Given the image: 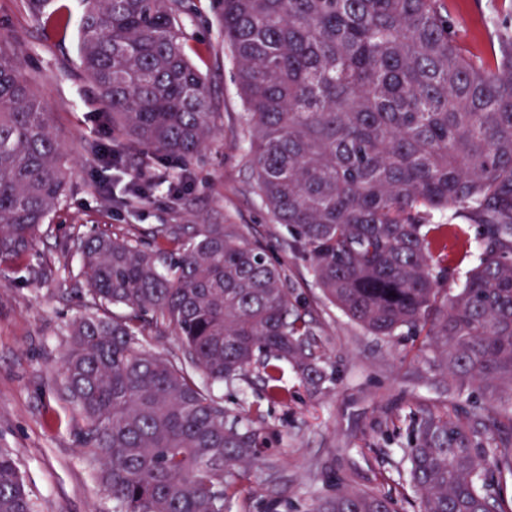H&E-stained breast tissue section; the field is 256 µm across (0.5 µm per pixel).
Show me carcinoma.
<instances>
[{"label":"carcinoma","instance_id":"carcinoma-1","mask_svg":"<svg viewBox=\"0 0 512 512\" xmlns=\"http://www.w3.org/2000/svg\"><path fill=\"white\" fill-rule=\"evenodd\" d=\"M53 28L70 15L26 0ZM78 68L127 148L190 163L216 113L191 63L186 0H78ZM243 101L258 195L326 298L377 336L426 331L453 382L512 390V28L492 58L461 47L438 0H217ZM33 79L0 49V262L26 255L65 197L69 159ZM450 208L475 227L434 220ZM476 248L441 298L447 240ZM88 301L69 325L62 392L98 453L112 512H224L265 441L226 423L222 383L258 365L270 402L283 365L325 363L284 266L239 224L152 243L100 229L80 241ZM124 313L118 314L116 310ZM177 336L182 354L147 350ZM419 512H512V443L428 414L413 430ZM0 512H34L0 449ZM310 512H396L381 489L338 488Z\"/></svg>","mask_w":512,"mask_h":512}]
</instances>
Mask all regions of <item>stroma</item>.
I'll use <instances>...</instances> for the list:
<instances>
[{"label":"stroma","instance_id":"stroma-1","mask_svg":"<svg viewBox=\"0 0 512 512\" xmlns=\"http://www.w3.org/2000/svg\"><path fill=\"white\" fill-rule=\"evenodd\" d=\"M441 6L460 45L477 57L488 56L497 31L512 25L507 0H441ZM192 8L189 54L217 114L209 149L187 165L126 151L117 167L106 168L89 146L111 143L112 130L78 69L77 22L51 29L30 16L25 0H0V40L23 72L35 77L34 91L70 165L66 196L49 226L27 256L0 266V448L16 460L36 512H112L95 477L94 451L79 441L83 421L60 385L67 325L87 300L76 236L96 224L114 236L144 241L172 227L188 238L202 224H238L283 263L296 308L331 363L318 389L287 370L296 396L285 405L265 402L256 366L215 388L230 417L251 419L266 443L256 477L228 512H308L314 498L337 482L389 491L401 512H417L404 450L421 417L445 412L462 421L485 409L496 421L491 434L512 439V394H492L477 383L450 385L435 365L428 336L403 328L373 335L326 300L308 262L289 248L286 229L257 194L216 0H192ZM145 170L184 175V185L125 205L128 189ZM257 405L264 410L260 421L251 418Z\"/></svg>","mask_w":512,"mask_h":512}]
</instances>
